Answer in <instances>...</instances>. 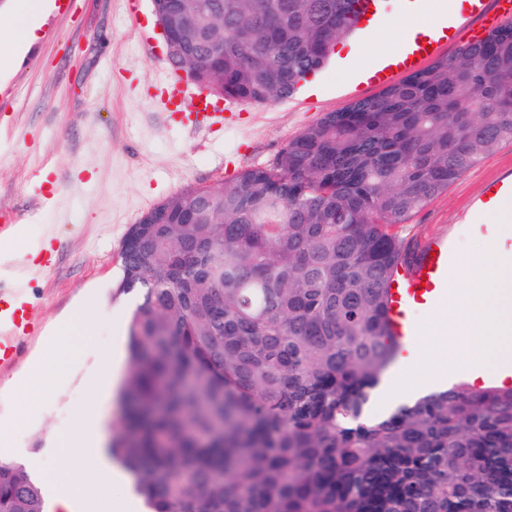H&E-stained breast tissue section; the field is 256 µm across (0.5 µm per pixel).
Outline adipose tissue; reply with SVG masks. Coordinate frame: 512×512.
<instances>
[{"label": "adipose tissue", "mask_w": 512, "mask_h": 512, "mask_svg": "<svg viewBox=\"0 0 512 512\" xmlns=\"http://www.w3.org/2000/svg\"><path fill=\"white\" fill-rule=\"evenodd\" d=\"M43 0H15L10 17L0 23V42L12 47H26L39 38L36 21L43 10ZM96 300H88L64 321L56 341L49 346L54 367L42 377L45 388L64 380L69 365L83 350H93L97 364L87 376L90 401L74 415L69 453H62V439L50 445V457L56 465L52 484V503L55 512H124L125 500L112 497L113 485H128L131 475L118 467L108 453L106 420L103 403L114 397L121 377L116 369L113 345H99L95 333L101 322L111 320Z\"/></svg>", "instance_id": "1"}]
</instances>
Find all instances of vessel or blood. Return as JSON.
Returning a JSON list of instances; mask_svg holds the SVG:
<instances>
[{
    "label": "vessel or blood",
    "mask_w": 512,
    "mask_h": 512,
    "mask_svg": "<svg viewBox=\"0 0 512 512\" xmlns=\"http://www.w3.org/2000/svg\"><path fill=\"white\" fill-rule=\"evenodd\" d=\"M379 0H358L357 22L363 29L376 28L380 21ZM468 15L482 19L481 29L466 31L463 22L443 19L441 28L428 38H415L397 53L381 58L371 69L359 77L366 86H386L398 75L416 70L431 59V46H444L468 38L477 42L485 30L497 27L512 18V0H466ZM512 199V176L508 175L485 184L480 198L479 211L485 216H495L499 204ZM456 263V251L447 235L423 240L401 262L393 276L388 292L386 315L392 336L404 348H411L418 329L412 318L413 311H432L448 300L449 275ZM29 319L28 306L16 294L0 293V364L11 361L17 353L19 341Z\"/></svg>",
    "instance_id": "b4317fda"
}]
</instances>
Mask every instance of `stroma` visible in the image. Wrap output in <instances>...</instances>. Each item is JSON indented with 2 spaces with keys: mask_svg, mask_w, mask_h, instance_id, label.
<instances>
[{
  "mask_svg": "<svg viewBox=\"0 0 512 512\" xmlns=\"http://www.w3.org/2000/svg\"><path fill=\"white\" fill-rule=\"evenodd\" d=\"M369 52L366 38L350 35L292 96L200 122L168 103L150 0H55L39 40L0 72V224L28 225L29 244L41 247L33 261L20 253L0 260V289L19 290L31 313L18 355L0 365L1 461L44 466L47 439L69 428L90 396V356L50 393L30 383L59 322L94 294L112 310L97 342L126 336L132 298H113L112 288L130 227L182 191L273 166L296 135L359 99L355 75L339 67ZM509 170L512 141H504L416 213L406 237L450 225L458 255L472 252L485 237L463 216L485 183ZM21 394L37 402L36 412L16 409Z\"/></svg>",
  "mask_w": 512,
  "mask_h": 512,
  "instance_id": "35a3bbf8",
  "label": "stroma"
}]
</instances>
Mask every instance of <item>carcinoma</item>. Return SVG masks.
<instances>
[{
    "label": "carcinoma",
    "mask_w": 512,
    "mask_h": 512,
    "mask_svg": "<svg viewBox=\"0 0 512 512\" xmlns=\"http://www.w3.org/2000/svg\"><path fill=\"white\" fill-rule=\"evenodd\" d=\"M157 2L196 6L194 81L258 105L292 95L356 21L354 0ZM504 140L512 26L326 113L273 167L141 216L113 287L141 298L109 451L148 512H512V387L367 411L396 350L398 226ZM0 512H45L25 467L0 462Z\"/></svg>",
    "instance_id": "cac0c4a2"
}]
</instances>
